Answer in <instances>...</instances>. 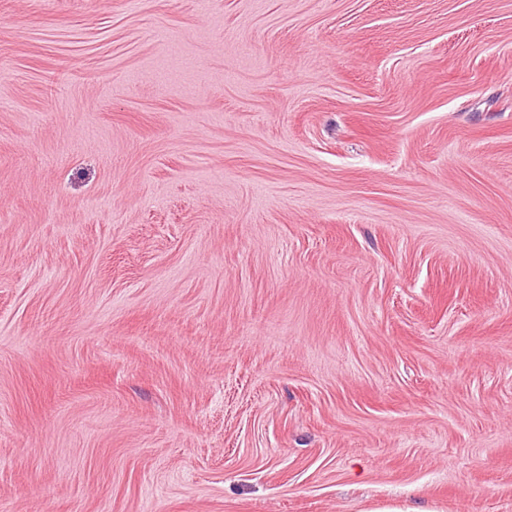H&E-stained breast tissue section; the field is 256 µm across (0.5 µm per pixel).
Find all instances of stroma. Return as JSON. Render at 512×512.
I'll return each mask as SVG.
<instances>
[{
	"instance_id": "obj_1",
	"label": "stroma",
	"mask_w": 512,
	"mask_h": 512,
	"mask_svg": "<svg viewBox=\"0 0 512 512\" xmlns=\"http://www.w3.org/2000/svg\"><path fill=\"white\" fill-rule=\"evenodd\" d=\"M512 512V0H0V512Z\"/></svg>"
}]
</instances>
